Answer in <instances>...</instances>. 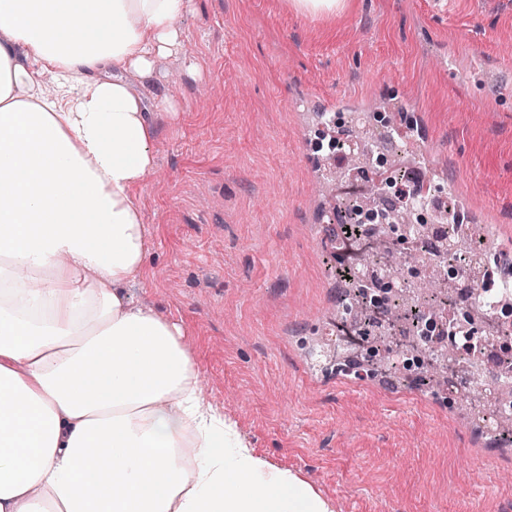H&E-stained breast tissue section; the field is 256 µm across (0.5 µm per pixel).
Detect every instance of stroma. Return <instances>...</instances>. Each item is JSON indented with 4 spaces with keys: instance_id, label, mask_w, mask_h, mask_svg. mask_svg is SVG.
Instances as JSON below:
<instances>
[{
    "instance_id": "obj_1",
    "label": "stroma",
    "mask_w": 512,
    "mask_h": 512,
    "mask_svg": "<svg viewBox=\"0 0 512 512\" xmlns=\"http://www.w3.org/2000/svg\"><path fill=\"white\" fill-rule=\"evenodd\" d=\"M178 27L140 86L182 78L174 112L153 114L133 301L186 326L208 397L336 512H512V445L447 400L326 365L333 216L317 209L307 112L398 106L453 197L512 249V0H348L332 18L193 0Z\"/></svg>"
}]
</instances>
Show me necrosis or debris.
Returning a JSON list of instances; mask_svg holds the SVG:
<instances>
[{
    "mask_svg": "<svg viewBox=\"0 0 512 512\" xmlns=\"http://www.w3.org/2000/svg\"><path fill=\"white\" fill-rule=\"evenodd\" d=\"M353 180L336 199V276L358 288L340 299L341 331L325 330L323 343L355 347L371 375L396 361L415 392L453 401L467 391L493 402L485 427L500 432L503 420L512 421V393H503L512 390V296L501 295L512 285V254L462 244L457 225L431 223L419 204L411 223L402 222L398 192L424 184L420 170L380 155ZM433 275L444 293L406 304L414 286Z\"/></svg>",
    "mask_w": 512,
    "mask_h": 512,
    "instance_id": "4bbe7bcc",
    "label": "necrosis or debris"
}]
</instances>
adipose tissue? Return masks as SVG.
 <instances>
[{
  "instance_id": "1",
  "label": "adipose tissue",
  "mask_w": 512,
  "mask_h": 512,
  "mask_svg": "<svg viewBox=\"0 0 512 512\" xmlns=\"http://www.w3.org/2000/svg\"><path fill=\"white\" fill-rule=\"evenodd\" d=\"M192 0H0V512H335L133 305L155 127L130 75Z\"/></svg>"
}]
</instances>
